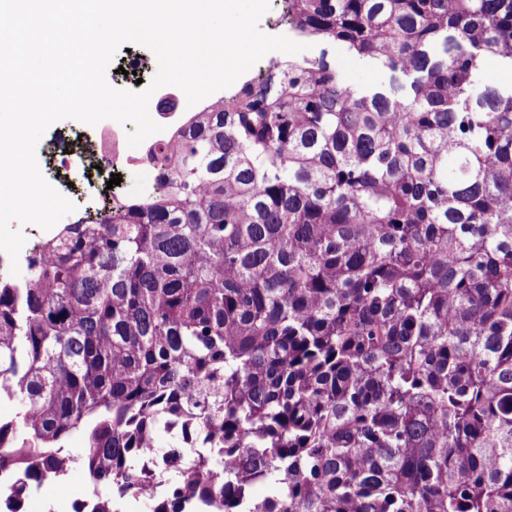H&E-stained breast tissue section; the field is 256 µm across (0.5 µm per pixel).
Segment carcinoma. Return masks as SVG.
I'll use <instances>...</instances> for the list:
<instances>
[{"mask_svg":"<svg viewBox=\"0 0 512 512\" xmlns=\"http://www.w3.org/2000/svg\"><path fill=\"white\" fill-rule=\"evenodd\" d=\"M283 13L316 51L0 278V512L73 464V512H512V0ZM336 55V65L343 71L346 79L355 85H363L373 81L378 74L368 68L362 61L346 57L340 50L333 51ZM483 80L488 85L503 88L512 87V68L490 58L484 65Z\"/></svg>","mask_w":512,"mask_h":512,"instance_id":"obj_1","label":"carcinoma"}]
</instances>
